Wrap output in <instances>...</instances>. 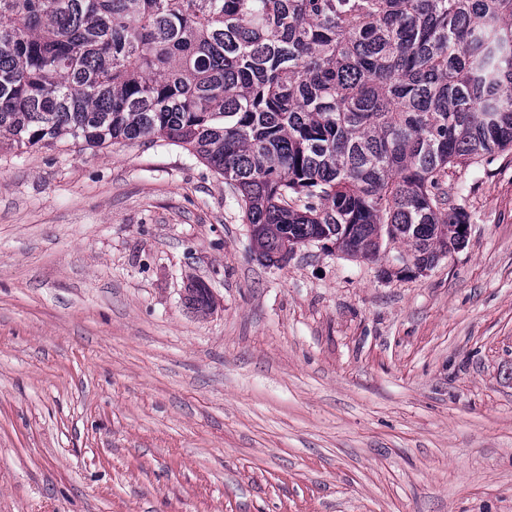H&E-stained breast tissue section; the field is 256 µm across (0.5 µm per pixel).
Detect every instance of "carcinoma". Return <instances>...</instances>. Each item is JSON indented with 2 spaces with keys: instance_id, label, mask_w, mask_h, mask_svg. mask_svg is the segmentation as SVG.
<instances>
[{
  "instance_id": "carcinoma-1",
  "label": "carcinoma",
  "mask_w": 512,
  "mask_h": 512,
  "mask_svg": "<svg viewBox=\"0 0 512 512\" xmlns=\"http://www.w3.org/2000/svg\"><path fill=\"white\" fill-rule=\"evenodd\" d=\"M168 140L238 193L256 253L426 269L448 167L512 148V0H0V148Z\"/></svg>"
}]
</instances>
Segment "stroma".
<instances>
[{
	"instance_id": "35a3bbf8",
	"label": "stroma",
	"mask_w": 512,
	"mask_h": 512,
	"mask_svg": "<svg viewBox=\"0 0 512 512\" xmlns=\"http://www.w3.org/2000/svg\"><path fill=\"white\" fill-rule=\"evenodd\" d=\"M444 188L467 243L404 278L260 259L162 140L0 150V512H512V150Z\"/></svg>"
}]
</instances>
